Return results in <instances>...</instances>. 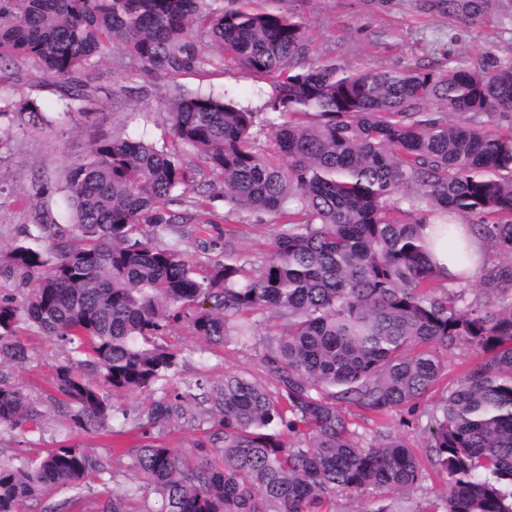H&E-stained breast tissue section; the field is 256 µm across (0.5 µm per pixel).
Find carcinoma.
Here are the masks:
<instances>
[{
    "label": "carcinoma",
    "mask_w": 512,
    "mask_h": 512,
    "mask_svg": "<svg viewBox=\"0 0 512 512\" xmlns=\"http://www.w3.org/2000/svg\"><path fill=\"white\" fill-rule=\"evenodd\" d=\"M0 0V68L31 62L82 111L87 77L107 50L170 76L210 65L216 48L272 92L274 148L254 141L256 113L210 92L165 103L171 142L94 141L65 176L54 252L0 251V276L29 290L0 295V433L41 431L43 412L8 369L28 359L31 327L72 346L86 372L55 368L53 400L71 426L110 428L117 393L161 392L139 416L140 443L112 462L61 444L35 459L0 453V512L55 488L73 491L43 512H334L336 496L410 490L426 472L401 436L363 444L341 404L412 419L446 376L443 355H483L444 387L430 412L440 502L420 512H512V60L487 49L446 69H350L309 60L303 24L252 0ZM498 0H421L464 23ZM43 121L32 101L0 106ZM488 117L481 122L479 118ZM220 178L236 210L280 225L267 260L246 268L231 250L191 262L180 241L198 227L181 200L199 170ZM451 213L498 257L479 296L433 268L416 214ZM167 229L157 244L144 230ZM287 320L265 360L276 391L248 375L165 382L194 353L165 344L185 321L198 342L255 335L266 315ZM184 423V452L161 442ZM130 473L101 503L87 479ZM161 507L148 506L150 496Z\"/></svg>",
    "instance_id": "obj_1"
}]
</instances>
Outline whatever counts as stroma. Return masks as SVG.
I'll return each mask as SVG.
<instances>
[{
    "mask_svg": "<svg viewBox=\"0 0 512 512\" xmlns=\"http://www.w3.org/2000/svg\"><path fill=\"white\" fill-rule=\"evenodd\" d=\"M256 4L302 22L309 39L310 58L333 56L354 69L418 65L438 69L452 61L475 58L488 48L512 59V22L498 16L468 25L421 11L419 0H256ZM93 84L96 91L83 112L67 118L63 115L64 92L52 77L24 64L0 72V101H34L48 118L44 125H12L8 148L0 152V250L26 241L27 229L49 223L58 214L66 169L86 155L95 139L144 138L158 143L169 139L164 103L179 91L198 89L231 95L241 106L259 113L261 121L254 129L256 141L264 147L271 144L269 115L264 111L270 88L232 62L170 77L122 63L119 54L112 52L97 67ZM219 189L215 176L205 168L186 191L189 200L208 193L213 199L206 209L209 224L205 233L185 238L182 249L190 259L201 260L222 254L229 246L252 264H261L271 249L274 226L261 223L255 213L232 210L219 197ZM284 323V318L270 316L257 327L250 343L229 342L224 347L202 351L199 358L190 359L170 378V386L185 387L205 367L214 377L241 372L266 387H274L264 356L268 342ZM24 340L30 358L15 369L14 376L39 402L44 412L43 431L38 435L2 433L1 450L9 455L35 457L61 441L108 457L113 450L125 451L138 444L134 425L148 402L147 395L115 396L116 405L124 409L126 416L114 422V434L69 430L63 412L50 400L49 393L56 366L77 363L78 357L69 346L35 329L25 331ZM436 399L432 393L421 401L419 421L410 426L403 425L398 412L374 418L351 406L347 415L363 441H370L381 432H394L424 462L429 458L424 425ZM445 488V475L432 469L414 491L385 492L375 501L389 506L391 512H417Z\"/></svg>",
    "mask_w": 512,
    "mask_h": 512,
    "instance_id": "obj_1",
    "label": "stroma"
}]
</instances>
